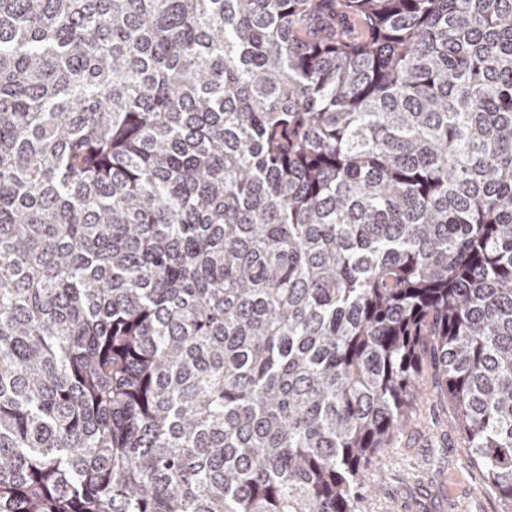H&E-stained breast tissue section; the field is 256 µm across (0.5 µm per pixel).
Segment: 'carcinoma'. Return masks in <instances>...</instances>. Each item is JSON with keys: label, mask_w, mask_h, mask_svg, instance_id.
Returning <instances> with one entry per match:
<instances>
[{"label": "carcinoma", "mask_w": 512, "mask_h": 512, "mask_svg": "<svg viewBox=\"0 0 512 512\" xmlns=\"http://www.w3.org/2000/svg\"><path fill=\"white\" fill-rule=\"evenodd\" d=\"M427 353L512 512V0H0V512H358Z\"/></svg>", "instance_id": "obj_1"}]
</instances>
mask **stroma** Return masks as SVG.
Here are the masks:
<instances>
[{
    "label": "stroma",
    "mask_w": 512,
    "mask_h": 512,
    "mask_svg": "<svg viewBox=\"0 0 512 512\" xmlns=\"http://www.w3.org/2000/svg\"><path fill=\"white\" fill-rule=\"evenodd\" d=\"M422 394L359 488V512H502L464 448L452 407L424 362Z\"/></svg>",
    "instance_id": "stroma-1"
}]
</instances>
